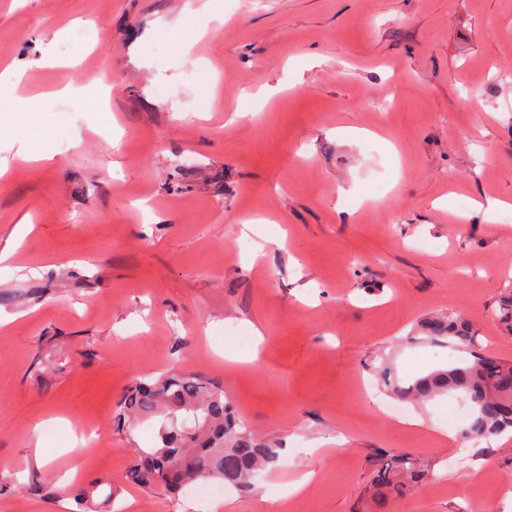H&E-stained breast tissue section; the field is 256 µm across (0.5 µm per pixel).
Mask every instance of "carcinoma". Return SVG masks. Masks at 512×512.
Masks as SVG:
<instances>
[{"label": "carcinoma", "instance_id": "carcinoma-1", "mask_svg": "<svg viewBox=\"0 0 512 512\" xmlns=\"http://www.w3.org/2000/svg\"><path fill=\"white\" fill-rule=\"evenodd\" d=\"M498 322L512 335V288L504 289L493 306ZM423 339L467 353V357L398 386L388 366L378 372L382 385L411 401L429 400L451 391L462 393L471 408L465 437L488 440L512 431V361L487 352L473 325L458 316L431 317L420 324ZM119 421H154L156 442L134 446L136 463L127 479L142 488L158 486L178 491L201 479H218L244 494L255 489L260 470L274 464L278 452L248 434L224 400V387L191 372L161 373L154 381H136L116 404ZM421 476L420 465L409 456L386 461L375 481L399 489L401 474ZM102 483L72 493L74 512H96L94 494Z\"/></svg>", "mask_w": 512, "mask_h": 512}]
</instances>
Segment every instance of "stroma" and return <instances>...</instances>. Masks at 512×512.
Returning <instances> with one entry per match:
<instances>
[{"mask_svg":"<svg viewBox=\"0 0 512 512\" xmlns=\"http://www.w3.org/2000/svg\"><path fill=\"white\" fill-rule=\"evenodd\" d=\"M198 2L0 0V69L57 60L17 89L28 125L0 112V512H73L95 480L117 512H512V432L478 446L440 421L460 393L408 405L412 425L367 389L384 364L403 386L447 367L415 338L431 315L512 359L493 312L512 207L455 218L512 204V0H219L182 21ZM25 135L47 160L19 158ZM166 370L222 384L278 448L254 492L128 482L156 427L126 435L116 403ZM400 455L424 475L383 496ZM47 478L57 499L29 489ZM422 470L416 459L409 456H399L394 460L386 461L376 471L375 481L378 485L393 488L399 491L400 481H397L403 473L413 477L421 476Z\"/></svg>","mask_w":512,"mask_h":512,"instance_id":"obj_1","label":"stroma"}]
</instances>
